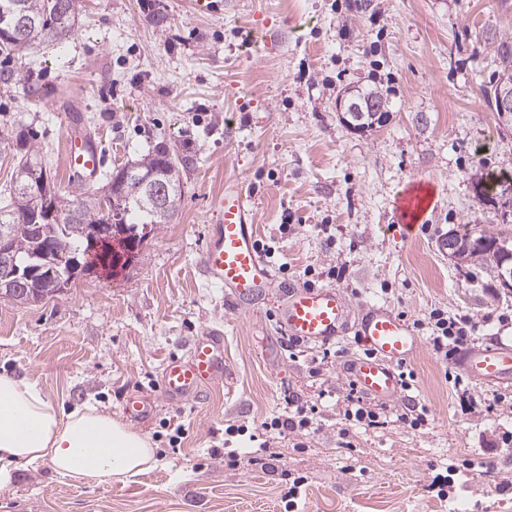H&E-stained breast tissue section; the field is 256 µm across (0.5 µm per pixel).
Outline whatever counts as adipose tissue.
<instances>
[{"label": "adipose tissue", "mask_w": 512, "mask_h": 512, "mask_svg": "<svg viewBox=\"0 0 512 512\" xmlns=\"http://www.w3.org/2000/svg\"><path fill=\"white\" fill-rule=\"evenodd\" d=\"M149 439L111 414L85 404L59 413L37 381L0 373V489L17 465L50 463L64 476L97 481L149 468Z\"/></svg>", "instance_id": "obj_1"}]
</instances>
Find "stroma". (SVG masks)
Returning a JSON list of instances; mask_svg holds the SVG:
<instances>
[{
  "label": "stroma",
  "mask_w": 512,
  "mask_h": 512,
  "mask_svg": "<svg viewBox=\"0 0 512 512\" xmlns=\"http://www.w3.org/2000/svg\"><path fill=\"white\" fill-rule=\"evenodd\" d=\"M78 0V25L56 47L0 51V192L18 163L7 135L28 131L61 194L63 116L83 113L109 170L158 142L185 157L182 198L116 277L77 278L37 304L0 299V372L36 380L68 412L89 403L125 419L131 393L155 408L136 429L153 465L99 482L20 465L0 512H512V382L463 377L431 344L384 403L383 422L346 420L347 362L364 348L295 345L274 320L282 286L343 290L355 309L378 303L416 326L435 309L467 316L471 347L512 348V291L481 266L459 268L441 233L477 224L512 239V215L481 204L473 181L512 174V133L481 88L498 69L483 30L512 36V0ZM168 23L156 28L155 13ZM380 87L390 117L359 133L336 110L346 86ZM241 178L257 242L277 279L256 311L228 308L197 261L224 179ZM434 200L412 234L397 200L412 185ZM208 330L224 338L227 373L199 402L160 396L164 361ZM316 409L282 427L286 400ZM426 408L412 428L401 415ZM272 455L249 464L259 441ZM236 449L230 465L225 448ZM305 477L289 497L290 476Z\"/></svg>",
  "instance_id": "obj_1"
}]
</instances>
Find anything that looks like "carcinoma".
Listing matches in <instances>:
<instances>
[{
	"mask_svg": "<svg viewBox=\"0 0 512 512\" xmlns=\"http://www.w3.org/2000/svg\"><path fill=\"white\" fill-rule=\"evenodd\" d=\"M77 24L74 0H0V48L22 53L37 45L56 42L72 32ZM481 41L494 48L500 68L483 88L487 108L499 112V88L502 83H512V37L491 29L482 32ZM343 113L389 112L388 100L378 91L361 92L347 89L340 98ZM13 148L24 151L14 171L9 201L0 206V224H7L14 215L22 218L18 224L13 248L21 269H36L34 278L53 273L55 278L68 285L72 282L73 269L70 261L84 254L87 241L84 229L99 224L104 218L102 200L89 192L67 199L59 194L52 178L48 187L41 189L40 199L33 201L25 187L32 183L27 172L37 167L45 170L39 150L31 144L25 130H19L13 140ZM183 161L171 153L170 147L161 142L141 159L133 163L141 172L149 170L171 171V195L179 200L182 196L179 166ZM483 186L476 190V198L482 202L502 200V205L512 207V184L505 180L488 183L480 177ZM66 208L69 214L62 222L48 220L55 208ZM170 215L156 209L145 199L129 202L123 200L112 211V224L120 241L129 249L139 246L158 226L168 222ZM463 236L471 238L473 250L467 256V265L478 261L498 269L505 259L504 253L494 247L499 237L489 234L475 224Z\"/></svg>",
	"mask_w": 512,
	"mask_h": 512,
	"instance_id": "cac0c4a2",
	"label": "carcinoma"
}]
</instances>
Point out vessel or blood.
<instances>
[{
	"mask_svg": "<svg viewBox=\"0 0 512 512\" xmlns=\"http://www.w3.org/2000/svg\"><path fill=\"white\" fill-rule=\"evenodd\" d=\"M66 165L74 185L96 182L105 166L100 140L87 132L79 116L65 114ZM402 229L413 233L428 205L408 194L399 202ZM214 224L200 259L203 275L221 286L234 311H255L274 283V275L256 243L253 210L242 181L226 177L215 201ZM279 329L293 341L327 345L354 333L366 347L365 355L349 360L347 372L362 394L379 401L397 399L402 391L398 364L414 357L421 339L409 324L389 309L372 305L354 312L345 294L334 287L286 289L275 311ZM474 380H512V349L501 346L470 349L458 360ZM224 338L218 333L196 337L185 357L166 360L161 372L163 398L181 407L200 398L205 387L224 380Z\"/></svg>",
	"mask_w": 512,
	"mask_h": 512,
	"instance_id": "b4317fda",
	"label": "vessel or blood"
}]
</instances>
